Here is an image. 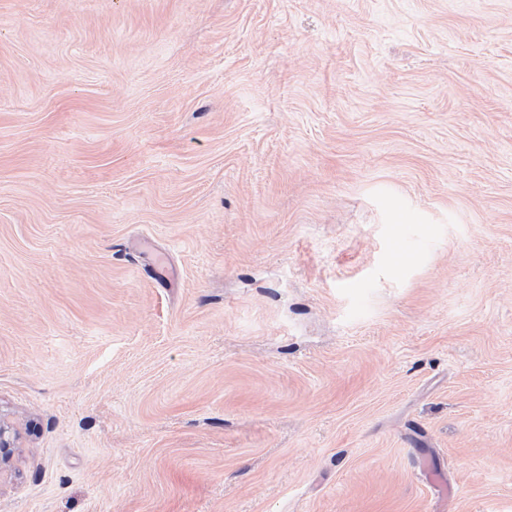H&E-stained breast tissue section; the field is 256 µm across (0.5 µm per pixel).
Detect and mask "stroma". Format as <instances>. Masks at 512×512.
<instances>
[{"instance_id":"35a3bbf8","label":"stroma","mask_w":512,"mask_h":512,"mask_svg":"<svg viewBox=\"0 0 512 512\" xmlns=\"http://www.w3.org/2000/svg\"><path fill=\"white\" fill-rule=\"evenodd\" d=\"M0 423V512H512V0H0Z\"/></svg>"}]
</instances>
